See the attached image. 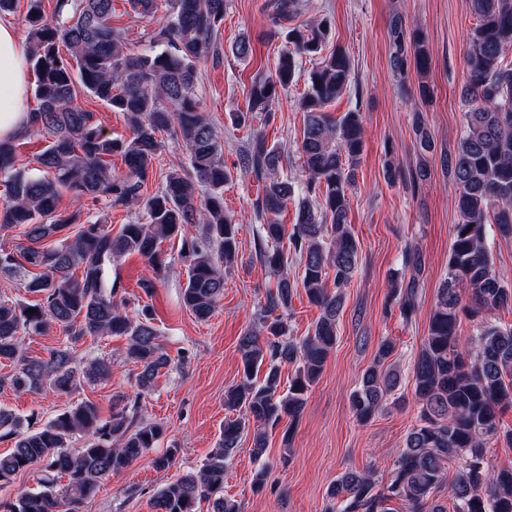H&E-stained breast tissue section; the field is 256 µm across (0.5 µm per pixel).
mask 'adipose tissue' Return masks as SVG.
<instances>
[{
	"instance_id": "adipose-tissue-1",
	"label": "adipose tissue",
	"mask_w": 512,
	"mask_h": 512,
	"mask_svg": "<svg viewBox=\"0 0 512 512\" xmlns=\"http://www.w3.org/2000/svg\"><path fill=\"white\" fill-rule=\"evenodd\" d=\"M27 45L16 30L0 22V140H14L30 126L27 109Z\"/></svg>"
}]
</instances>
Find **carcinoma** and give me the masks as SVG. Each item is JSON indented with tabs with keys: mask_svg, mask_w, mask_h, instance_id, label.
I'll return each mask as SVG.
<instances>
[{
	"mask_svg": "<svg viewBox=\"0 0 512 512\" xmlns=\"http://www.w3.org/2000/svg\"><path fill=\"white\" fill-rule=\"evenodd\" d=\"M27 2L29 67L38 101L30 127L48 145L36 157L42 175L33 176L16 167L19 144L0 141V176L7 188L0 229L20 227L23 236L12 250L0 249V273L22 278L25 291L39 300L29 305L0 300V362L14 367L0 377V388L70 396L111 377L110 359L85 361L68 345L46 358L28 355L22 337L42 335L56 325L74 342L87 336L125 338V358L138 369V392L112 403L106 419L94 402L84 400L38 428L0 408V441L12 443V451L0 455V482H10L37 461L47 472L40 491L0 502V512H79L103 481L157 447L166 433L161 424L137 415L142 396L171 358L159 342L150 306L133 316L123 311L126 300L118 297V283L107 280L112 263L133 254L146 259L152 278L142 280L140 288L150 295L168 269L161 244L181 238L187 259L182 302L204 321L224 296V266L238 256L242 227L224 211L231 168L224 161V143L195 99L198 64L219 55L227 0H167L162 14L158 0H128L139 19L156 26L149 47L140 53L112 25L114 0H54L49 15L43 0ZM470 3L478 20L466 52L470 109L465 133L445 159L448 176L460 190L461 220L454 227L448 277L412 366L420 425L408 432L386 484L378 486L370 467L347 469L328 489L325 512H448L450 507L453 512H512V463L497 465L487 455L499 440L512 446V426L503 421L512 410V326L486 320L465 340L459 333L461 314L512 305V288L493 269L486 232L495 224L502 235L512 236V62H505L512 49V0ZM264 8L292 48L279 54L273 72L254 78L246 110L229 118L236 127H248L255 119L270 125L275 121L271 103L292 83L297 57H319L300 99L306 113L300 146L305 179L296 184L279 176L282 153L260 131L238 155L236 165L258 185L256 257L279 278L266 289L256 321L239 336L240 381L224 393V406L236 417L224 420L215 448L198 471L176 477L155 493L154 512H196L202 501L210 512H240L237 501L223 494L226 462L248 433L254 457L262 458L269 431L285 416L290 426L299 419L336 344L342 289L358 265L347 194L363 152V118L357 110L337 120L324 111L347 91L350 60L329 46L327 17L303 28L292 26L300 0H266ZM390 47L394 70L405 73L412 67L425 77L430 48L421 29L395 21ZM86 94L123 113L129 135L105 134L95 113L78 103ZM170 130L181 140L189 167L170 168L163 186L150 194L148 184L163 148L158 134ZM114 155L123 161L120 172L112 170ZM63 189L79 203L105 201L134 210L136 219L114 234L102 216L82 220L80 206L60 210ZM290 203L296 221L285 250V225L276 216ZM189 224L200 225V237H184ZM290 258L302 270L296 281L288 276ZM405 265L413 273L395 278L392 296L408 322L417 307L422 264L408 253ZM331 271L333 292L327 286ZM299 287L320 315L313 333L297 340L290 335L288 311ZM395 349L389 338L379 342L352 393L360 423L381 411L399 382L391 364ZM285 364L295 370L282 393ZM451 467L456 475L447 505L436 492ZM59 478L67 479L61 488Z\"/></svg>",
	"mask_w": 512,
	"mask_h": 512,
	"instance_id": "1",
	"label": "carcinoma"
}]
</instances>
